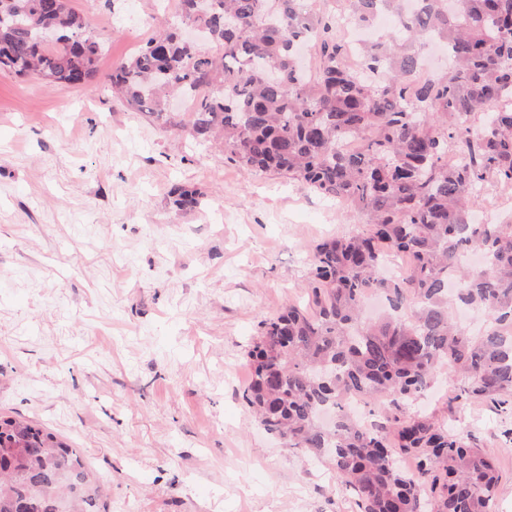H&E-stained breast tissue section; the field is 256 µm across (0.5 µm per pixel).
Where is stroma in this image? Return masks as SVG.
<instances>
[{"label":"stroma","instance_id":"35a3bbf8","mask_svg":"<svg viewBox=\"0 0 512 512\" xmlns=\"http://www.w3.org/2000/svg\"><path fill=\"white\" fill-rule=\"evenodd\" d=\"M104 46L60 91L0 71V414L44 426L105 480L101 512H359L335 473L242 399L258 323L307 300L311 250L360 217L221 144L127 108L109 76L174 23L177 0H71ZM198 191L178 211L171 191ZM420 407L471 436L512 512V408Z\"/></svg>","mask_w":512,"mask_h":512}]
</instances>
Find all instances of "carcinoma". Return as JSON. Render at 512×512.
Returning <instances> with one entry per match:
<instances>
[{"mask_svg": "<svg viewBox=\"0 0 512 512\" xmlns=\"http://www.w3.org/2000/svg\"><path fill=\"white\" fill-rule=\"evenodd\" d=\"M357 23H395L344 59L307 0H179L180 26L145 43L110 75L138 112L167 114L193 96L192 134L223 140L228 158L273 171L359 213L362 228L314 246L309 303L259 322L242 400L260 426L327 464L361 512H492L499 474L470 437L415 409L440 369L464 376L456 399L512 402V223L474 224L478 188L512 185V0H348ZM204 31L190 47L180 30ZM444 41L455 67L421 81L418 43ZM103 46L70 0H0V68L66 90L95 73ZM361 150L343 148L346 137ZM460 160L448 167V152ZM180 210L196 193L175 192ZM471 250L485 264L465 261ZM414 262L384 276L387 257ZM388 311L362 313L371 295ZM480 309L468 331L455 316ZM349 394L389 398L374 426L340 413ZM415 460L409 474L398 459ZM99 486L80 451L47 428L0 415V512L26 502L96 512Z\"/></svg>", "mask_w": 512, "mask_h": 512, "instance_id": "obj_1", "label": "carcinoma"}]
</instances>
